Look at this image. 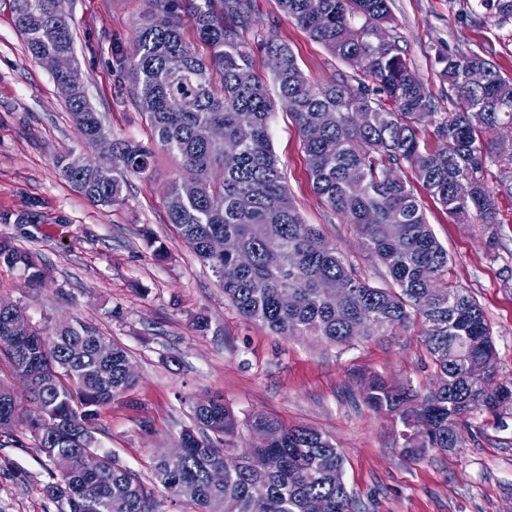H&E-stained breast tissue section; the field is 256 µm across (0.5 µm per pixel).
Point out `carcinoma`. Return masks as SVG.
I'll return each instance as SVG.
<instances>
[{"label":"carcinoma","instance_id":"carcinoma-1","mask_svg":"<svg viewBox=\"0 0 512 512\" xmlns=\"http://www.w3.org/2000/svg\"><path fill=\"white\" fill-rule=\"evenodd\" d=\"M9 2L33 61L75 53L67 0ZM247 2L149 0L134 28L126 61L133 99L154 140L180 157L187 173L168 187V223L219 278L239 315L276 335L341 343L419 323L436 365L435 384L421 392L372 375L363 400L370 410L418 429L419 444L402 442L410 458L458 448L464 438L448 434V418L464 425L477 410L495 411L512 402V388L488 392L467 374L470 359L495 368L484 310L465 289L448 283V252L398 171L410 168L449 218L478 225L487 247L495 246L501 227L497 192L512 198V142L486 140L483 130L512 124V78L479 53H440L439 77L460 102L458 111L442 112L396 43L372 44L370 33L390 17L389 0H279L289 18L361 77L341 73L316 86L287 45L266 38L260 43L265 54L279 56L273 97L254 71L253 47L241 37L252 22ZM480 4L501 20L512 18V0ZM158 12L168 17L163 26L155 24ZM476 69L484 71L480 83L470 81ZM54 80L67 89L66 107L85 141L94 143L104 125L79 69ZM277 102L298 129L314 191L355 226L365 250L389 273V287L357 276L336 245L298 212L268 133ZM473 110L483 111L484 125L472 124ZM112 150L110 170L74 152L60 156L56 166L90 202L120 206L124 179L150 177L153 150L124 139L112 140ZM186 183L195 185V194L182 193ZM392 221L402 224L396 239L382 232V224ZM216 235L250 252L251 264L239 267L234 255L210 252ZM0 261L23 266L30 285L45 278L27 252L6 243H0ZM284 288L294 292L289 306L280 301ZM22 312L17 304L0 310V354L30 408L19 419L8 402L17 383L1 379L0 423L11 429L23 421L54 465L58 478L46 492L57 512H160L166 501L186 503L191 512H312L316 499L324 500L325 512H359L341 478L343 456L314 428L255 414L247 430L257 461L226 467L225 450L235 446L238 422L215 398L196 402V428L181 434L182 454L175 461L157 459L154 484L147 487L101 450L94 426L99 410L135 384L126 372L127 351L84 321L19 326L15 316ZM89 451L101 458L92 472L80 467Z\"/></svg>","mask_w":512,"mask_h":512}]
</instances>
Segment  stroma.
I'll return each mask as SVG.
<instances>
[{
    "instance_id": "stroma-1",
    "label": "stroma",
    "mask_w": 512,
    "mask_h": 512,
    "mask_svg": "<svg viewBox=\"0 0 512 512\" xmlns=\"http://www.w3.org/2000/svg\"><path fill=\"white\" fill-rule=\"evenodd\" d=\"M382 27L422 78L441 111L457 103L438 76L437 50L481 53L512 78V20L499 22L478 0H390ZM148 0H69L76 55L88 100L112 137L148 141L134 106L124 61ZM259 27L254 71L271 81L257 45L272 36L295 53L313 84L344 66L282 10L279 0H249ZM272 147L293 201L358 275L385 288V268L362 246L352 225L312 188L298 131L283 107L270 117ZM94 156L83 143L51 72L29 58L8 0H0V242L31 253L46 272L28 286L21 268L0 263V297L22 306L36 325L80 319L123 345L136 382L95 422L99 441L121 464L152 482L156 459L194 425L196 401L222 397L239 423L264 413L286 425L329 436L344 457L343 479L363 512H512V403L475 412L465 443L416 461L401 448V425L363 402L362 372L418 388L435 365L420 326L329 344L311 336H277L241 319L210 268L168 224L165 192L182 175L177 158L156 151L150 179L129 178L119 207L94 205L55 165L67 152ZM414 192L449 256L448 280L483 307L496 346L494 385L512 388V198L499 196L502 227L495 249L473 224L454 223L422 187ZM207 316L198 330L197 316ZM50 463L23 425L0 439V512H56L45 492Z\"/></svg>"
}]
</instances>
